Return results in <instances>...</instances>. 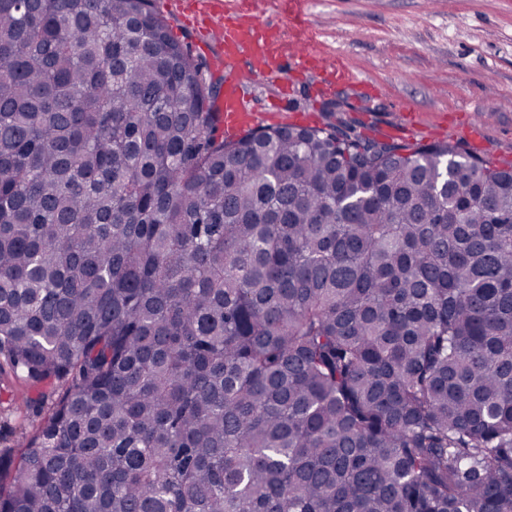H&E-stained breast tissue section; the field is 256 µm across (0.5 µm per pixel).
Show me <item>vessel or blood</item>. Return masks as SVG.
Segmentation results:
<instances>
[{"label": "vessel or blood", "mask_w": 512, "mask_h": 512, "mask_svg": "<svg viewBox=\"0 0 512 512\" xmlns=\"http://www.w3.org/2000/svg\"><path fill=\"white\" fill-rule=\"evenodd\" d=\"M207 33L217 48L216 64L224 71L217 105L223 113L224 136L236 139L255 124L256 107L247 91L249 79H263L288 90V71L307 72L313 55L289 52L255 17L242 11L237 0H200Z\"/></svg>", "instance_id": "1"}]
</instances>
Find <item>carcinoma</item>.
I'll return each mask as SVG.
<instances>
[{
    "mask_svg": "<svg viewBox=\"0 0 512 512\" xmlns=\"http://www.w3.org/2000/svg\"><path fill=\"white\" fill-rule=\"evenodd\" d=\"M151 0H0V512H512V163L220 134ZM61 383H32L15 377L0 380V457L11 456L16 462L29 439L35 435L48 415L51 403L64 392ZM46 396L43 405L39 404ZM47 396H50L47 398ZM35 403L27 407L22 398Z\"/></svg>",
    "mask_w": 512,
    "mask_h": 512,
    "instance_id": "1",
    "label": "carcinoma"
}]
</instances>
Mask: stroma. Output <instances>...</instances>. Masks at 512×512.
Returning a JSON list of instances; mask_svg holds the SVG:
<instances>
[{
	"instance_id": "1",
	"label": "stroma",
	"mask_w": 512,
	"mask_h": 512,
	"mask_svg": "<svg viewBox=\"0 0 512 512\" xmlns=\"http://www.w3.org/2000/svg\"><path fill=\"white\" fill-rule=\"evenodd\" d=\"M153 8L176 39L209 60L189 0H153ZM259 21L357 78L324 94L315 72L295 76L290 119L344 122L402 143L450 139L512 161V0H269ZM250 91L257 127L281 123L285 115L263 109L274 87L259 80ZM63 391L60 383L0 378V457L18 458L49 413L43 397Z\"/></svg>"
}]
</instances>
